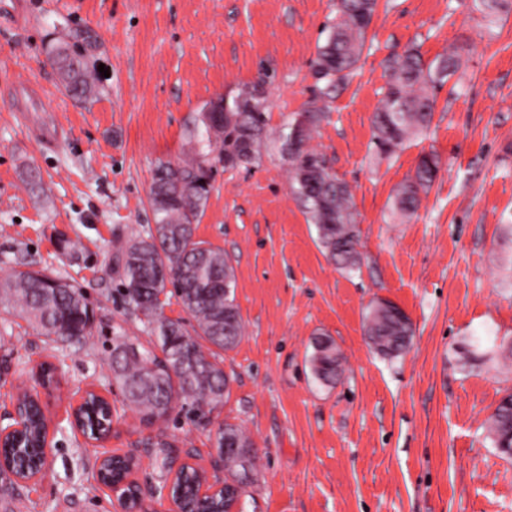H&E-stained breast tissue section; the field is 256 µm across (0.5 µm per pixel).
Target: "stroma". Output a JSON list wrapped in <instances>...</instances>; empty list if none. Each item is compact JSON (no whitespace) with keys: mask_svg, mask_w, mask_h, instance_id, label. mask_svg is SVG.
<instances>
[{"mask_svg":"<svg viewBox=\"0 0 512 512\" xmlns=\"http://www.w3.org/2000/svg\"><path fill=\"white\" fill-rule=\"evenodd\" d=\"M336 14V0H0V277L14 262L48 268L83 288L106 323L124 321L114 302L118 243L145 235L154 217L151 170L179 160L196 111L233 96L260 66L275 74L269 126L304 111L311 63ZM86 25L105 67L100 95L81 103L62 88L46 49ZM417 43L425 60L459 53L457 71L436 90L430 133L393 158L371 148V118L382 105L385 60ZM41 84L49 104L15 114L4 87L14 75ZM344 179L358 213L360 271L346 273L317 245L291 191L276 144L251 171H220L196 237L224 250L235 268L245 324L223 355L232 378L210 421L174 410L142 426L112 392L106 361L113 340L60 348L13 318L0 332V415L37 384L31 370L57 365L60 384L43 398L52 431L51 464L25 484L10 512H115L93 479L98 450L74 430L70 404L93 388L117 406L107 448L135 453L133 477L147 491L143 512H174L154 442L173 465L210 469L214 434L229 421L257 449L245 512H512V461L493 448L484 422L512 389V359L493 344L471 348L480 331L512 339V11L487 22L474 0H378L358 69L339 90L310 141ZM439 170L413 216L393 208L398 186L422 155ZM41 181L28 185L27 168ZM81 256L60 255L59 236ZM383 298L410 318V351L388 359L363 334L368 305ZM331 336L344 361L335 386L310 371L311 342Z\"/></svg>","mask_w":512,"mask_h":512,"instance_id":"35a3bbf8","label":"stroma"}]
</instances>
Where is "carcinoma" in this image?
Here are the masks:
<instances>
[{"label":"carcinoma","instance_id":"cac0c4a2","mask_svg":"<svg viewBox=\"0 0 512 512\" xmlns=\"http://www.w3.org/2000/svg\"><path fill=\"white\" fill-rule=\"evenodd\" d=\"M491 17L512 10V0H477ZM377 0H338L336 18L326 26V38L317 47L311 71L313 99L301 116L308 132L326 118L336 92L357 68L365 47ZM74 44L59 41L47 51L62 87L71 97L87 100L99 86L85 55ZM387 81L383 106L372 117L371 143L378 155L389 158L413 136L427 132L436 100L431 89L458 68L454 55L426 61L412 44L390 55L385 64ZM274 73L262 66L254 82L231 99L209 102L197 111L188 139L193 147L177 162L158 160L150 185L155 224L147 235L118 245L112 262L121 273L122 314L141 324L140 331L158 339L160 353L141 343L118 342L112 350V381L123 402L151 427L169 418L176 405H190L212 413L224 405L227 376L221 352L234 349L244 334L235 303V275L230 259L219 248L195 238L196 226L213 189L212 166L250 170L259 164L269 138L265 86ZM311 136L288 149V134L279 135V151L288 164L291 189L307 219L317 230L319 245L336 266L350 273L360 269L357 212L349 185L332 169L328 157L309 146ZM438 172L432 154L421 156L412 177L399 188L395 206L403 214L414 212L419 194L430 187ZM173 293L196 324L163 314L160 296ZM12 316L26 319L39 334L62 347L83 346L96 333V313L83 289L68 278L46 269H12L0 278V323ZM364 334L385 356L406 353L414 334L408 316L371 304L364 316ZM310 363L314 379L333 386L342 373V357L329 336L313 339ZM107 401L89 395L82 413L85 430L92 433L107 421ZM45 420L30 397L25 426L17 439L4 440L0 455L10 466L0 469L6 490L17 494L19 479L37 474L36 460L44 442ZM494 448L512 459V392L505 393L488 417ZM216 458L224 462L225 487L248 496L253 482L256 451L242 427L226 422L215 433ZM173 496L183 512H225L223 495L199 496V475L191 465L177 473Z\"/></svg>","mask_w":512,"mask_h":512}]
</instances>
